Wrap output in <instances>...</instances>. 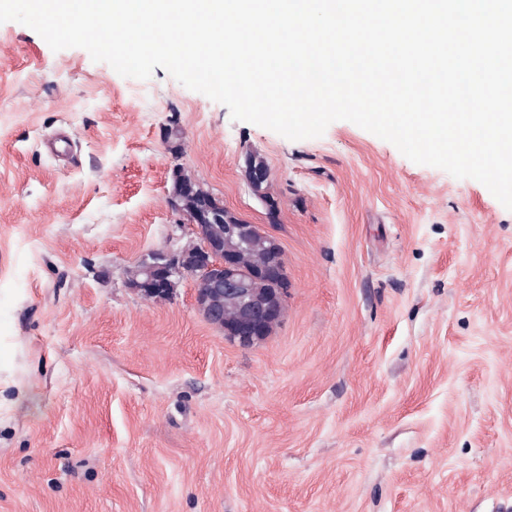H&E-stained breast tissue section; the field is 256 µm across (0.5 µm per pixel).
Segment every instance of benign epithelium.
<instances>
[{
    "label": "benign epithelium",
    "instance_id": "1",
    "mask_svg": "<svg viewBox=\"0 0 512 512\" xmlns=\"http://www.w3.org/2000/svg\"><path fill=\"white\" fill-rule=\"evenodd\" d=\"M202 186L193 179L180 181L169 203L186 216L193 240L176 249L156 251L136 262L144 279L128 285L144 299L156 303L172 297L177 279L193 281L199 312L224 337L248 347L271 335L286 314L288 275L283 251L275 242L264 247L258 260L248 251L255 238L268 239L256 224H227L224 236L210 235V217L221 212L203 202L195 214L186 212L183 202L202 197Z\"/></svg>",
    "mask_w": 512,
    "mask_h": 512
}]
</instances>
